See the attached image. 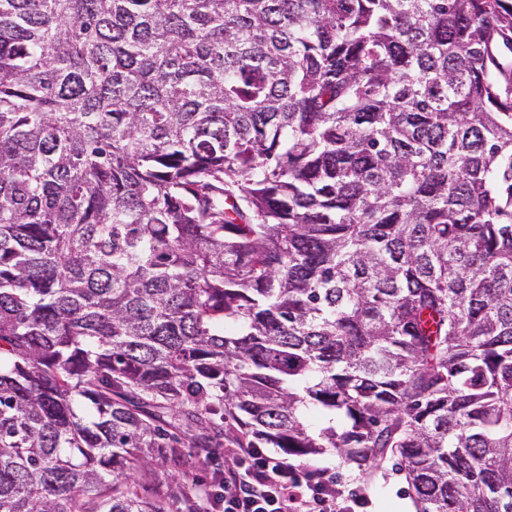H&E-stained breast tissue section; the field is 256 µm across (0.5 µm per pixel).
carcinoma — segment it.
<instances>
[{
	"label": "carcinoma",
	"mask_w": 512,
	"mask_h": 512,
	"mask_svg": "<svg viewBox=\"0 0 512 512\" xmlns=\"http://www.w3.org/2000/svg\"><path fill=\"white\" fill-rule=\"evenodd\" d=\"M512 0H0V512H187L220 438L512 512Z\"/></svg>",
	"instance_id": "cac0c4a2"
}]
</instances>
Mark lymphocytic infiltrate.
Wrapping results in <instances>:
<instances>
[{
    "label": "lymphocytic infiltrate",
    "mask_w": 512,
    "mask_h": 512,
    "mask_svg": "<svg viewBox=\"0 0 512 512\" xmlns=\"http://www.w3.org/2000/svg\"><path fill=\"white\" fill-rule=\"evenodd\" d=\"M208 512H341L336 486L261 448H234Z\"/></svg>",
    "instance_id": "obj_1"
}]
</instances>
